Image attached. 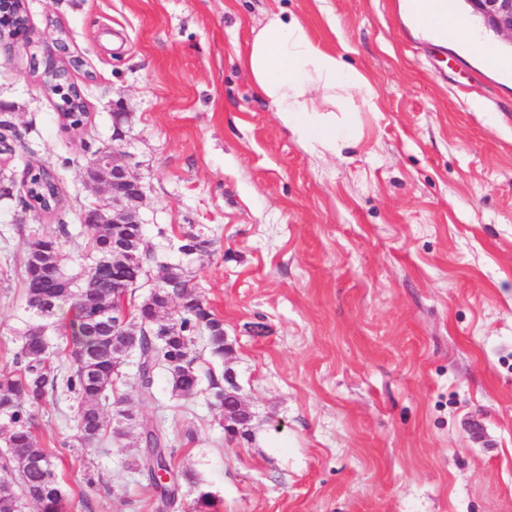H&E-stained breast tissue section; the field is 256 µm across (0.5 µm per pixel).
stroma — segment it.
I'll return each mask as SVG.
<instances>
[{"label": "stroma", "instance_id": "35a3bbf8", "mask_svg": "<svg viewBox=\"0 0 512 512\" xmlns=\"http://www.w3.org/2000/svg\"><path fill=\"white\" fill-rule=\"evenodd\" d=\"M287 9L377 92L337 150L305 141L261 99L240 58ZM28 29L0 62V118L20 137L0 173L61 179L57 215L0 199V372L19 344L28 242L98 198L94 151L123 155L143 185V232L179 263L232 346L196 351L232 370L254 415L228 438L208 390L109 405L165 416L176 470L219 512H512V71L455 38L415 34L398 0H26ZM81 60L90 141L65 129L33 57ZM126 113L112 137V115ZM214 242L201 263L162 228ZM76 407L36 411L66 512H156L135 437L65 448Z\"/></svg>", "mask_w": 512, "mask_h": 512}]
</instances>
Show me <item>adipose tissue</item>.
<instances>
[{
    "label": "adipose tissue",
    "mask_w": 512,
    "mask_h": 512,
    "mask_svg": "<svg viewBox=\"0 0 512 512\" xmlns=\"http://www.w3.org/2000/svg\"><path fill=\"white\" fill-rule=\"evenodd\" d=\"M400 10L417 32L439 40L463 34L473 51L492 67L502 64L475 36L466 22L448 14V0H399ZM241 63L259 93L283 122H297L303 136L336 145L335 128L307 121L317 112L354 111V93L367 92L362 75L341 56L324 50L294 15L270 13L248 43Z\"/></svg>",
    "instance_id": "ef3b65f1"
}]
</instances>
